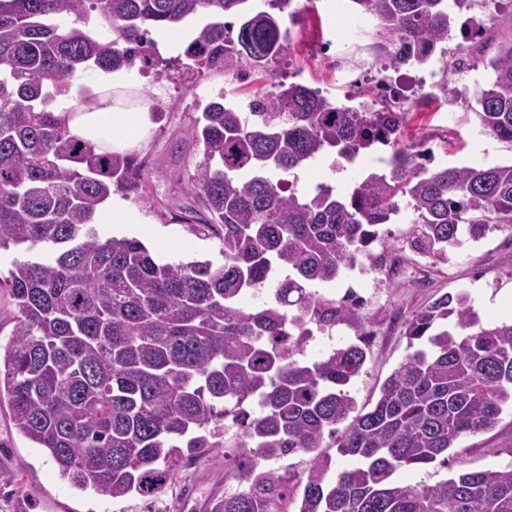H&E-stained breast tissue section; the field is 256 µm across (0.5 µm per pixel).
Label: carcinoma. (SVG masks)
Instances as JSON below:
<instances>
[{"mask_svg":"<svg viewBox=\"0 0 512 512\" xmlns=\"http://www.w3.org/2000/svg\"><path fill=\"white\" fill-rule=\"evenodd\" d=\"M247 2L0 0V248L50 249L15 259L0 278L15 302L0 398L16 430L62 479L114 499L151 500L181 468L221 452L224 494L206 500L207 512H284L297 499L298 512H512V469L397 479L448 466L462 438L512 408V320H483L464 289L419 308L403 322L412 352L367 412L349 390L367 334L302 358L310 325L352 321L360 306L312 284L339 279L360 255L377 269L368 246L402 214L405 246L448 263L512 224V164L429 169L419 140L400 145L407 113L374 99L338 106L285 82L287 31L273 14L249 12L235 35L223 22ZM351 2L374 17L394 67L445 52L454 30L465 42L484 34L461 22L465 0ZM88 3L113 37L56 23ZM201 12L210 21L184 48L189 67L238 75L248 64L276 91H257L245 107L221 95L188 129L202 158L187 183L211 219H178L218 239L224 260L161 263L139 239H103L93 227L112 195L146 192L144 163L95 152L47 106L76 71L129 70L150 30ZM481 62L490 77L479 127L512 143V43ZM379 145L392 148L386 167L347 196L327 186L301 193L288 179L328 152L352 162ZM248 293L265 300L244 307ZM327 438L346 468L332 470L319 451ZM298 453L312 455L302 487L272 468Z\"/></svg>","mask_w":512,"mask_h":512,"instance_id":"1","label":"carcinoma"}]
</instances>
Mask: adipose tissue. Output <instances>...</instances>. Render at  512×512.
Instances as JSON below:
<instances>
[{
    "label": "adipose tissue",
    "mask_w": 512,
    "mask_h": 512,
    "mask_svg": "<svg viewBox=\"0 0 512 512\" xmlns=\"http://www.w3.org/2000/svg\"><path fill=\"white\" fill-rule=\"evenodd\" d=\"M121 79H97L91 95L71 88L60 94L56 116L70 134L92 144L99 153L125 154L143 148L150 126V104L146 98L130 101Z\"/></svg>",
    "instance_id": "obj_1"
}]
</instances>
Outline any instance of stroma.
<instances>
[{
  "label": "stroma",
  "mask_w": 512,
  "mask_h": 512,
  "mask_svg": "<svg viewBox=\"0 0 512 512\" xmlns=\"http://www.w3.org/2000/svg\"><path fill=\"white\" fill-rule=\"evenodd\" d=\"M292 5L298 8L299 17H290L285 11L279 14L283 26L290 31V43L280 63L289 81L322 89L333 101L341 103L353 93L372 88L382 77L413 98L419 97L418 84L423 79L444 78L452 87L467 84L465 95L434 101L408 113L405 137L422 138L437 167H488L512 162V143L481 132L474 114L476 96L489 78L488 71L481 66L464 76L446 71L456 58L458 38L449 37L448 55L443 60H432L421 67L394 68L376 64L373 30L357 37L347 30L349 0H293ZM471 7L474 17L487 19L486 37L492 46L512 42V0H471ZM316 33L334 42L327 58L319 62L313 61L304 49ZM346 63L354 68L348 83L338 78ZM122 78L149 98L152 111L160 115L151 124L147 147L137 153L147 164L148 191L129 199L148 222L117 228L101 224L97 227L99 236L148 241L150 250L167 262L221 261L216 240L196 235L175 218L186 208L196 210L198 219L209 217L206 210L200 209L196 193L183 177L185 169L194 167L201 158L186 131L217 93L224 91L246 102L265 87V80L248 68L234 78L216 69L190 71L174 51L163 52L150 68L123 72ZM377 164L374 153L360 156L355 165L341 172L332 171L326 164L312 163L297 170V187L310 190L327 184L345 192ZM403 230V225H391L388 235L370 245L373 255L385 258L381 272L362 278L347 275L317 287L320 294L336 300L350 288L363 298L358 325L341 323L336 327L350 340L354 339L357 326H364L370 333L366 363L350 386L361 406L376 403L384 381L409 353L403 334L404 319L433 298L464 289L470 292L485 320L512 318V231H493L444 265L403 249L399 242ZM452 455V468L435 465L423 471L407 470L399 478L408 484L422 480L435 484L447 480L455 470L512 469V412L504 411L493 430L466 436ZM223 487L224 462L217 458L182 469L162 493L149 501L137 496L116 501L101 492L79 490L62 480L49 457L18 433L7 402H0V512H12L14 500L22 496L56 497L61 503L59 512H195L198 502Z\"/></svg>",
  "instance_id": "obj_1"
}]
</instances>
